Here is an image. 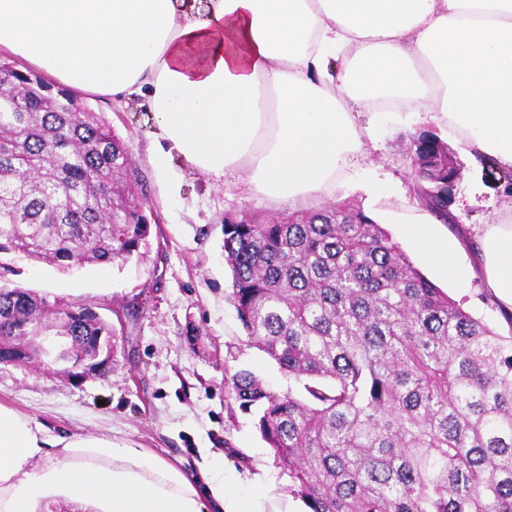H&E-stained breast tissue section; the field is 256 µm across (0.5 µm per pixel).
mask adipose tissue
<instances>
[{"instance_id":"ef3b65f1","label":"adipose tissue","mask_w":512,"mask_h":512,"mask_svg":"<svg viewBox=\"0 0 512 512\" xmlns=\"http://www.w3.org/2000/svg\"><path fill=\"white\" fill-rule=\"evenodd\" d=\"M0 51L68 87L143 98L149 161L170 196L181 158L214 180L243 173L259 200L291 208L326 197L373 128L354 114H426L471 154L512 171V0H0ZM404 235L446 278L457 246L429 224ZM481 276L512 310V216L482 224ZM52 464L38 468L44 457ZM194 477L109 437L49 438L0 407V512H266L230 494L224 459Z\"/></svg>"}]
</instances>
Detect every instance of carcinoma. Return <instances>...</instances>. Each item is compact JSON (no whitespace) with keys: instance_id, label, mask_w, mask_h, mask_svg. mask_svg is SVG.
Masks as SVG:
<instances>
[{"instance_id":"1","label":"carcinoma","mask_w":512,"mask_h":512,"mask_svg":"<svg viewBox=\"0 0 512 512\" xmlns=\"http://www.w3.org/2000/svg\"><path fill=\"white\" fill-rule=\"evenodd\" d=\"M414 194L448 224L460 165L412 135ZM149 231L127 147L70 89L0 59V255L62 272L124 263ZM232 302L249 342L303 389L249 370L227 387L309 512H512V333L437 288L347 204L224 221ZM77 353L111 328L0 285V363H37L40 336Z\"/></svg>"}]
</instances>
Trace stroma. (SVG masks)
Masks as SVG:
<instances>
[{
    "mask_svg": "<svg viewBox=\"0 0 512 512\" xmlns=\"http://www.w3.org/2000/svg\"><path fill=\"white\" fill-rule=\"evenodd\" d=\"M80 98L127 145L150 232L139 254L121 265L62 273L44 262L8 256L14 284L51 304L63 299L92 306L112 323L116 337L100 376L72 379L31 365L0 363V404L41 425L48 436L106 434L192 474L206 454H222L236 478L233 492L264 496L267 512H307L288 490L287 467L275 462L252 418L237 410L226 387L233 374L247 369L275 390L288 388L287 374L250 345L237 318L223 247L225 215L268 219L288 214V207L252 199L238 175L217 182L177 157L172 165L182 176V192L168 197L149 162L152 126L141 99L117 103L90 92ZM432 127L425 120L409 124L390 117L355 167L337 179L332 199L372 213L418 269L426 264L402 241L405 223L431 224L458 240L459 262L475 268L479 256L460 243L461 231L495 223L512 202L500 192L502 171L493 161L460 152L461 180L451 206L458 225L436 220L420 207L413 196L407 137ZM433 282L495 331L512 333L480 275L461 288L438 276Z\"/></svg>",
    "mask_w": 512,
    "mask_h": 512,
    "instance_id": "obj_1",
    "label": "stroma"
}]
</instances>
